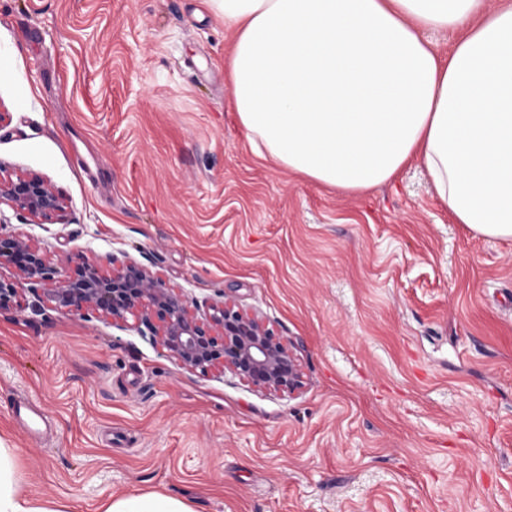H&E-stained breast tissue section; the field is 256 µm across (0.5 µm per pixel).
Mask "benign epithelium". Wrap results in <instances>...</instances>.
Masks as SVG:
<instances>
[{"mask_svg":"<svg viewBox=\"0 0 512 512\" xmlns=\"http://www.w3.org/2000/svg\"><path fill=\"white\" fill-rule=\"evenodd\" d=\"M50 224L69 222L68 206L36 174L0 171V204ZM87 257L57 265L42 249L21 236L0 234V265L14 268L0 277V312L19 309L25 291L42 295L61 312L97 314L116 324L134 321L181 366L206 376L230 373L259 390L292 394L303 387L294 344L262 317L240 308L233 299L200 310L183 291L132 261Z\"/></svg>","mask_w":512,"mask_h":512,"instance_id":"1","label":"benign epithelium"}]
</instances>
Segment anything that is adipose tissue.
<instances>
[{"label": "adipose tissue", "mask_w": 512, "mask_h": 512, "mask_svg": "<svg viewBox=\"0 0 512 512\" xmlns=\"http://www.w3.org/2000/svg\"><path fill=\"white\" fill-rule=\"evenodd\" d=\"M234 33L240 127L304 179L357 194L417 162L454 221L512 240V0H209ZM452 30L440 57L423 37ZM0 512H63L22 491L0 445ZM97 512H195L156 492Z\"/></svg>", "instance_id": "ef3b65f1"}]
</instances>
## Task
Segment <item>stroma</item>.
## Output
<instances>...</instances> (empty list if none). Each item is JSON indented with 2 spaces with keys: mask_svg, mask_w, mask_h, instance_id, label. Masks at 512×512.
Wrapping results in <instances>:
<instances>
[{
  "mask_svg": "<svg viewBox=\"0 0 512 512\" xmlns=\"http://www.w3.org/2000/svg\"><path fill=\"white\" fill-rule=\"evenodd\" d=\"M207 0H0V167L66 224L0 207L52 260L114 256L295 344L288 396L29 294L0 314V441L71 512L157 491L195 512H512V241L454 223L426 170L343 194L260 157ZM50 432L33 443L6 399ZM27 213L43 223L69 222L68 206L50 184L36 174H3L0 167V204Z\"/></svg>",
  "mask_w": 512,
  "mask_h": 512,
  "instance_id": "stroma-1",
  "label": "stroma"
}]
</instances>
